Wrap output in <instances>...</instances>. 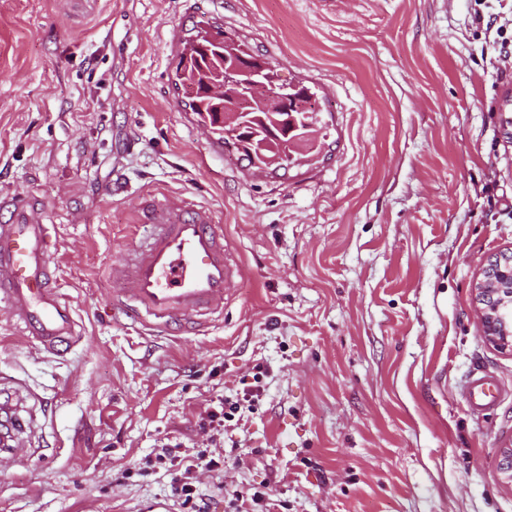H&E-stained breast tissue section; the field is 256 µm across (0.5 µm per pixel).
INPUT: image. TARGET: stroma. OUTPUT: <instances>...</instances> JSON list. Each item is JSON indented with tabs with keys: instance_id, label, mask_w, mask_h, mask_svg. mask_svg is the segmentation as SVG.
<instances>
[{
	"instance_id": "35a3bbf8",
	"label": "stroma",
	"mask_w": 512,
	"mask_h": 512,
	"mask_svg": "<svg viewBox=\"0 0 512 512\" xmlns=\"http://www.w3.org/2000/svg\"><path fill=\"white\" fill-rule=\"evenodd\" d=\"M473 8L0 0V199L54 225L84 331L53 356L0 311V397L31 420L0 512H181L163 466L139 472L175 442L224 459L197 475L207 512L267 485L264 512H512V353L485 342L472 292L512 253V67ZM200 19L313 92L317 150L259 173L209 147L170 46ZM150 198L210 208L241 268L223 317L189 334L111 300ZM475 370L502 390L485 414L463 397ZM255 384L214 448L199 412Z\"/></svg>"
}]
</instances>
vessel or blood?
<instances>
[{"mask_svg":"<svg viewBox=\"0 0 512 512\" xmlns=\"http://www.w3.org/2000/svg\"><path fill=\"white\" fill-rule=\"evenodd\" d=\"M9 207V221H0V310L41 350L63 353L79 342L82 331L58 289L52 227L26 197H14ZM144 220L152 228L149 237L132 245L127 266L112 269L114 303L145 326L197 328L223 316L239 267L212 212L192 206L181 216L154 202ZM464 394L475 411L492 408L499 399L498 388L478 372L469 377Z\"/></svg>","mask_w":512,"mask_h":512,"instance_id":"vessel-or-blood-1","label":"vessel or blood"}]
</instances>
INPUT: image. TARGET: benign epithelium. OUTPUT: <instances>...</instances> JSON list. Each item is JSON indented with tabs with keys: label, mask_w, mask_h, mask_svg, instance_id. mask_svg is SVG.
Instances as JSON below:
<instances>
[{
	"label": "benign epithelium",
	"mask_w": 512,
	"mask_h": 512,
	"mask_svg": "<svg viewBox=\"0 0 512 512\" xmlns=\"http://www.w3.org/2000/svg\"><path fill=\"white\" fill-rule=\"evenodd\" d=\"M224 71L233 75L230 84L218 79L205 81L202 91L221 101L214 113L217 125L231 127L245 135L254 132L260 152H271L270 161L284 153L310 149L311 127L297 121L296 112L305 106L306 92L275 81L268 66L258 58L224 54ZM502 260L491 259L472 291L480 305L484 339L501 350H512V270H501ZM499 472L512 484V444L499 449Z\"/></svg>",
	"instance_id": "7a95c632"
}]
</instances>
